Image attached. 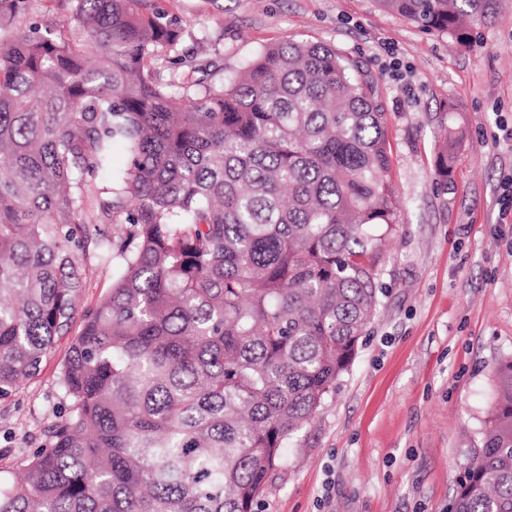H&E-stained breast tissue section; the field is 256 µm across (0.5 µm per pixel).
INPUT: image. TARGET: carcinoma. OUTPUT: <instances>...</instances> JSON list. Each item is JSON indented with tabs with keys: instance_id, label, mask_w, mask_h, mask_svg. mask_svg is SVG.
Wrapping results in <instances>:
<instances>
[{
	"instance_id": "carcinoma-1",
	"label": "carcinoma",
	"mask_w": 512,
	"mask_h": 512,
	"mask_svg": "<svg viewBox=\"0 0 512 512\" xmlns=\"http://www.w3.org/2000/svg\"><path fill=\"white\" fill-rule=\"evenodd\" d=\"M28 2L0 0V29ZM68 3L73 27L0 40V396L69 335L73 401L0 512H257L378 306L400 210L377 83L289 40L177 94L150 63L179 54L178 25ZM377 3L470 46L497 0ZM458 143L436 154L445 185ZM93 259L112 288L80 313ZM496 376L450 512H512V355Z\"/></svg>"
}]
</instances>
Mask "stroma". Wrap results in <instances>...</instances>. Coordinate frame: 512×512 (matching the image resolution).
Returning a JSON list of instances; mask_svg holds the SVG:
<instances>
[{"label": "stroma", "mask_w": 512, "mask_h": 512, "mask_svg": "<svg viewBox=\"0 0 512 512\" xmlns=\"http://www.w3.org/2000/svg\"><path fill=\"white\" fill-rule=\"evenodd\" d=\"M183 32L181 86L219 84L263 47L336 46L378 83L401 215L386 242L378 307L347 372L290 441L259 512H448L512 355V0L472 46L426 33L376 0H145ZM460 135L452 182L434 164ZM68 339L40 373L0 397V479L15 481L71 400Z\"/></svg>", "instance_id": "stroma-1"}]
</instances>
